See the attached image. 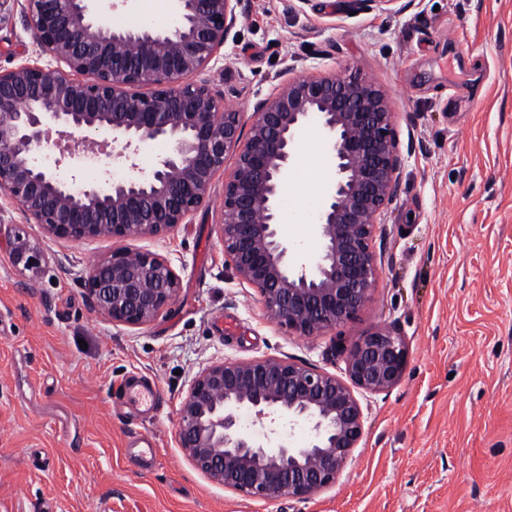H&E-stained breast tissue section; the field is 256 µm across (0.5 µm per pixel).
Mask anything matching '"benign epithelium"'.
Segmentation results:
<instances>
[{"mask_svg": "<svg viewBox=\"0 0 512 512\" xmlns=\"http://www.w3.org/2000/svg\"><path fill=\"white\" fill-rule=\"evenodd\" d=\"M39 53L85 76L20 64L0 69V192L51 238L107 237L117 243L83 278L94 309L116 325L154 321L172 302L180 279L171 262L122 243L164 236L187 223L224 179V253L238 279L255 288L266 312L289 331L320 336L352 319L377 279V215L397 196L400 158L391 105L381 87L356 74L293 76L258 101L244 130L240 113L223 109L202 71L244 15L242 0H175L165 30L110 26L92 0H25ZM84 150L112 146L100 175L63 176L75 153L54 166L36 152L52 127ZM317 127L331 153V191L316 216L321 249L305 258L278 235L280 187L295 165L303 132ZM105 137L99 142L91 135ZM163 139L166 155L144 168L141 145ZM120 164L116 177L110 164ZM16 263L39 267L42 251L19 236ZM346 379L278 357L220 361L191 381L178 410L177 442L192 465L225 489L266 502L301 500L333 485L364 436L355 391L385 393L398 385L407 346L386 330L343 349ZM249 411L258 435L241 424ZM302 427L294 447L283 430Z\"/></svg>", "mask_w": 512, "mask_h": 512, "instance_id": "7a95c632", "label": "benign epithelium"}]
</instances>
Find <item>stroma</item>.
I'll return each mask as SVG.
<instances>
[{"label": "stroma", "instance_id": "obj_1", "mask_svg": "<svg viewBox=\"0 0 512 512\" xmlns=\"http://www.w3.org/2000/svg\"><path fill=\"white\" fill-rule=\"evenodd\" d=\"M223 53L201 72L251 124L288 75L378 82L395 112L400 186L374 250L379 275L351 320L322 336L289 333L235 276L218 239L224 178L208 203L160 238L128 241L171 262L172 304L141 327L112 324L82 286L107 238L52 239L0 194V512H512V0H400L355 14L338 0H244ZM110 23L168 28L166 0H99ZM50 65L21 0L0 7V68ZM317 129L284 181L282 240L319 247L315 211L330 192ZM41 247L14 264L8 239ZM390 329L404 337L401 382L359 394L365 436L336 484L306 500L247 499L197 471L176 441L192 378L216 361L279 357L343 376L341 347ZM137 375L162 401L144 418L118 390ZM155 440L144 465L130 443Z\"/></svg>", "mask_w": 512, "mask_h": 512}]
</instances>
